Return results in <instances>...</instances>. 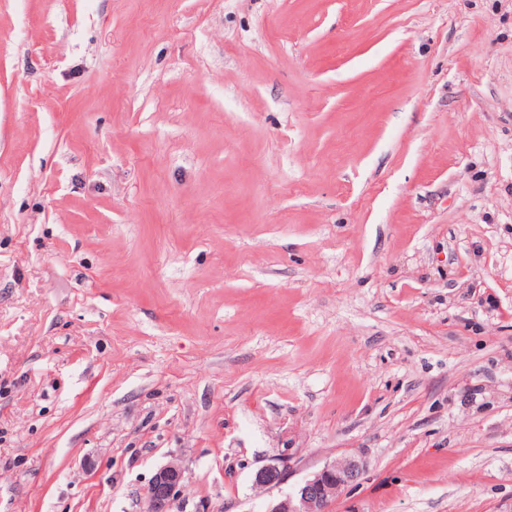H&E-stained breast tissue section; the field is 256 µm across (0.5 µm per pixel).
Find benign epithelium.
<instances>
[{"label": "benign epithelium", "instance_id": "obj_1", "mask_svg": "<svg viewBox=\"0 0 512 512\" xmlns=\"http://www.w3.org/2000/svg\"><path fill=\"white\" fill-rule=\"evenodd\" d=\"M292 469L291 458L274 455L256 471L255 485L264 489L279 488L287 482ZM363 473L364 463L356 458L327 463L267 512H330L331 505L347 487L356 484ZM182 480L183 470L177 463L160 467L144 495L142 512H170Z\"/></svg>", "mask_w": 512, "mask_h": 512}]
</instances>
